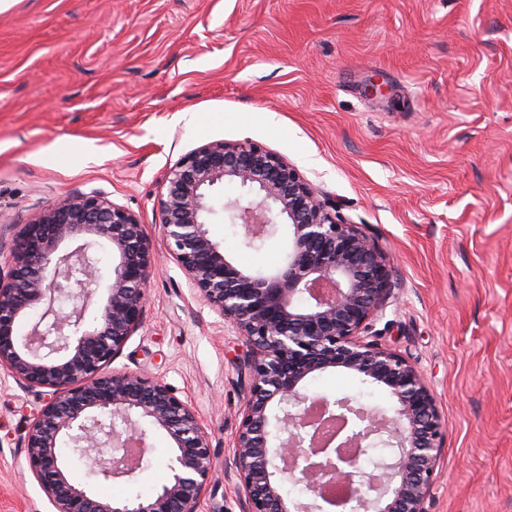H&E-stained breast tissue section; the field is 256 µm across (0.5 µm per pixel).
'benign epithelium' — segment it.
<instances>
[{
	"label": "benign epithelium",
	"mask_w": 512,
	"mask_h": 512,
	"mask_svg": "<svg viewBox=\"0 0 512 512\" xmlns=\"http://www.w3.org/2000/svg\"><path fill=\"white\" fill-rule=\"evenodd\" d=\"M226 184L251 196L224 204L246 246L283 235L287 252L275 271L239 266L212 239L213 194ZM163 187L156 212L170 256L199 301L251 349L232 457L245 512H318L332 484L346 485L362 512H425L440 462L441 415L423 372L373 340L374 323L396 299L378 239L343 220L285 157L255 143L204 144L164 174ZM68 240L77 246L59 253ZM101 240L112 247V273L89 322ZM154 261L140 218L93 191L33 215L0 263V367L46 390L26 452L55 512H198L210 483V439L195 409L150 374L104 372L141 326ZM62 297L73 301L68 313L55 309ZM37 309L30 330L18 334ZM329 369L382 387L393 414L303 392L310 376ZM148 427L172 443L169 480L154 493L104 496L70 479L63 443L91 461L96 478L132 480L148 451ZM133 437L140 457L130 461ZM374 437L392 456L369 473L353 471ZM286 481L304 484L308 501L285 497Z\"/></svg>",
	"instance_id": "obj_1"
}]
</instances>
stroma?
<instances>
[{
	"label": "stroma",
	"mask_w": 512,
	"mask_h": 512,
	"mask_svg": "<svg viewBox=\"0 0 512 512\" xmlns=\"http://www.w3.org/2000/svg\"><path fill=\"white\" fill-rule=\"evenodd\" d=\"M379 77L388 98L367 96ZM294 164L389 256L396 303L375 327L437 397L444 445L426 512H512V0H11L0 11V216L101 192L138 215L157 263L141 327L111 363L145 370L199 414L214 454L199 512H242L232 466L249 347L193 295L155 222L162 178L212 141ZM210 234L269 269L281 238ZM392 413L381 387L339 369L305 383ZM40 392L0 369V512H54L25 443ZM145 497L171 443L148 431Z\"/></svg>",
	"instance_id": "obj_1"
}]
</instances>
